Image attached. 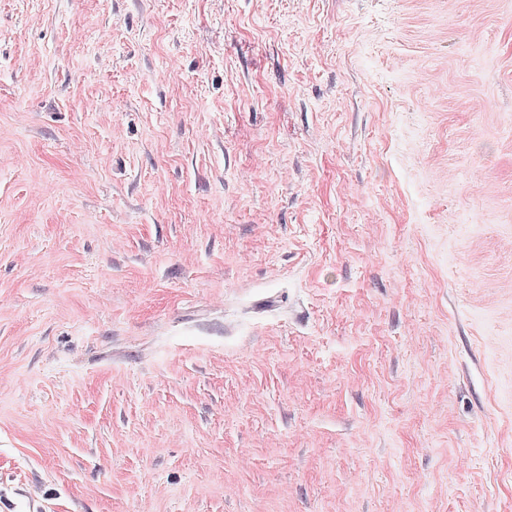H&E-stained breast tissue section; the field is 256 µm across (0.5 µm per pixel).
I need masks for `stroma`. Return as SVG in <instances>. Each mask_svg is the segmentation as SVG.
<instances>
[{
    "label": "stroma",
    "mask_w": 512,
    "mask_h": 512,
    "mask_svg": "<svg viewBox=\"0 0 512 512\" xmlns=\"http://www.w3.org/2000/svg\"><path fill=\"white\" fill-rule=\"evenodd\" d=\"M511 345L512 0H0V512H512Z\"/></svg>",
    "instance_id": "obj_1"
}]
</instances>
